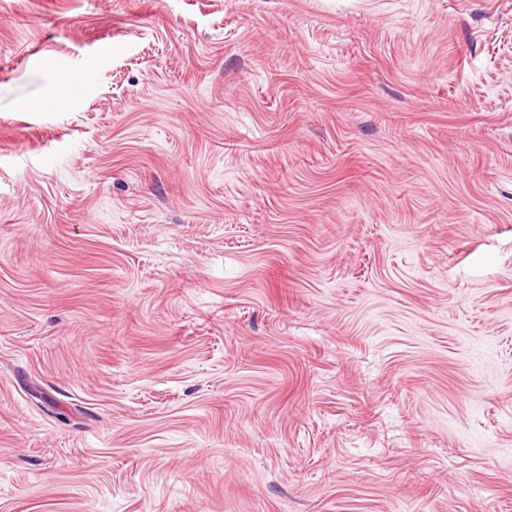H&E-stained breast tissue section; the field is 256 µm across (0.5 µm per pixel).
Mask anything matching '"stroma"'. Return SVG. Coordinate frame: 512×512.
I'll use <instances>...</instances> for the list:
<instances>
[{"label": "stroma", "instance_id": "obj_1", "mask_svg": "<svg viewBox=\"0 0 512 512\" xmlns=\"http://www.w3.org/2000/svg\"><path fill=\"white\" fill-rule=\"evenodd\" d=\"M0 512H512V0H0Z\"/></svg>", "mask_w": 512, "mask_h": 512}]
</instances>
